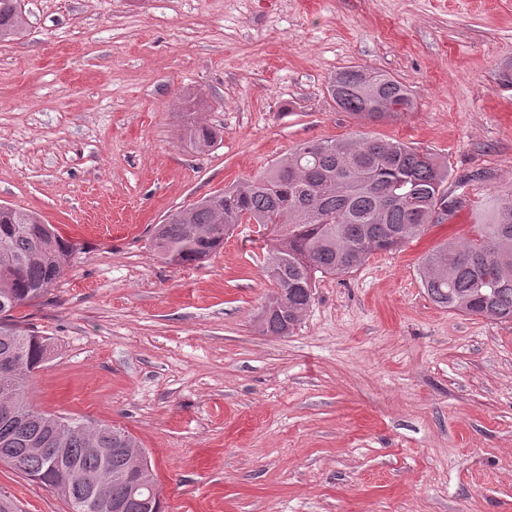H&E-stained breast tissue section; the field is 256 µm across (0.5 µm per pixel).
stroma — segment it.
<instances>
[{
    "instance_id": "stroma-1",
    "label": "stroma",
    "mask_w": 512,
    "mask_h": 512,
    "mask_svg": "<svg viewBox=\"0 0 512 512\" xmlns=\"http://www.w3.org/2000/svg\"><path fill=\"white\" fill-rule=\"evenodd\" d=\"M0 43V203L75 245L26 310L50 337L38 409L129 431L167 512H512V322L435 305L418 276L512 190V0H24ZM356 66L414 107L336 108ZM212 129L196 149L188 124ZM371 135L448 165L450 221L357 271L317 277L287 336L254 316L272 286L258 226L197 266L163 263L174 209L307 141ZM20 512H71L0 464ZM329 94L339 109L369 123L396 121L413 108L406 85L382 71L356 67L339 71Z\"/></svg>"
}]
</instances>
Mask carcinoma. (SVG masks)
Returning a JSON list of instances; mask_svg holds the SVG:
<instances>
[{
  "label": "carcinoma",
  "instance_id": "carcinoma-1",
  "mask_svg": "<svg viewBox=\"0 0 512 512\" xmlns=\"http://www.w3.org/2000/svg\"><path fill=\"white\" fill-rule=\"evenodd\" d=\"M25 26L22 0H0V43L18 38ZM329 94L339 109L369 123L396 121L413 108L406 85L382 71H339ZM461 207L448 190V166L430 154L398 140L331 139L302 143L263 173L171 211L155 226L153 242L165 262L194 265L220 248L244 215L280 225L264 267L274 290L254 322L265 336H287L311 306L316 274H348ZM470 230L421 257L422 286L442 308L512 322V192L492 199ZM72 254L71 242L37 213L0 205V388L10 390L0 404V463L44 487L64 482L61 495L72 512L89 494L105 505L127 499L125 476L136 472L147 484L143 497H152L155 512H165L150 462L128 431L42 411L29 400L50 338L35 334L15 312L50 293ZM34 439L45 453H26ZM95 448L112 449L111 459H101Z\"/></svg>",
  "mask_w": 512,
  "mask_h": 512
}]
</instances>
